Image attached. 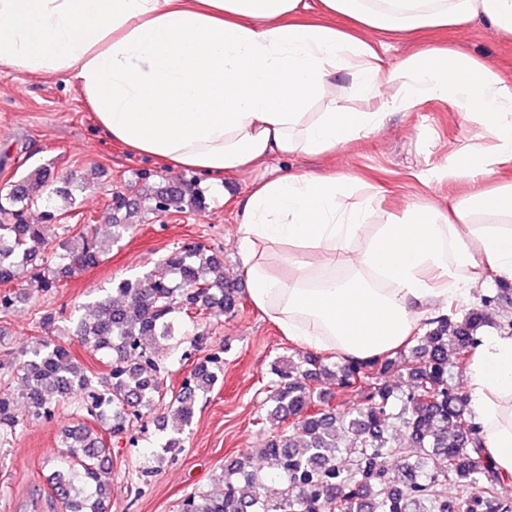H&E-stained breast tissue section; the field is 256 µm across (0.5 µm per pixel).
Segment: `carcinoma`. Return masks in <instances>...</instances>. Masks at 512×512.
Masks as SVG:
<instances>
[{
	"label": "carcinoma",
	"mask_w": 512,
	"mask_h": 512,
	"mask_svg": "<svg viewBox=\"0 0 512 512\" xmlns=\"http://www.w3.org/2000/svg\"><path fill=\"white\" fill-rule=\"evenodd\" d=\"M70 183L54 185L38 166L0 193V313L29 300L28 284L50 292L99 265L107 246L130 230L127 214L206 208L194 177L142 193L117 190L103 237L97 224L77 232L60 222L72 205ZM38 203L48 205L44 224L27 219ZM50 225L56 248L47 238ZM240 294L224 274V256L199 243L174 247L153 268L112 283L105 297L78 306L67 320L61 312L42 313L41 328L69 322L85 348L107 359L109 372L94 380L66 345L47 336L0 361V443L29 421L53 420L70 403L82 423L62 432L65 452L49 490L63 512H109L112 446H137L148 422L163 429L170 411L178 426L165 447H182L196 403L220 379L223 357L207 352L205 333L188 334L186 322L196 327L235 309ZM499 302H512V286L499 285L460 317L428 322L409 349L369 360L331 362L299 349L275 357L265 399L272 432L258 449L262 464L253 465L249 454L228 461L217 487L190 492L178 512H334L338 505L343 512H512V500L499 495L502 476L482 454L463 386L477 330L490 324L488 307ZM166 349L192 361L176 391L164 384ZM325 380L336 391L323 390ZM397 426L402 442L392 434Z\"/></svg>",
	"instance_id": "obj_1"
}]
</instances>
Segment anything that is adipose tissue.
<instances>
[{
	"mask_svg": "<svg viewBox=\"0 0 512 512\" xmlns=\"http://www.w3.org/2000/svg\"><path fill=\"white\" fill-rule=\"evenodd\" d=\"M482 22L512 41V0H0V66L74 80L106 139L234 198L248 297L289 341L365 360L409 344L484 271L512 280V78L453 45L390 67L391 35ZM396 92L377 111L337 97ZM460 107L493 146L421 173L461 186L447 210L383 205L354 176L278 167L347 150L389 112ZM467 398L486 456L512 477V331L483 329Z\"/></svg>",
	"mask_w": 512,
	"mask_h": 512,
	"instance_id": "ef3b65f1",
	"label": "adipose tissue"
}]
</instances>
